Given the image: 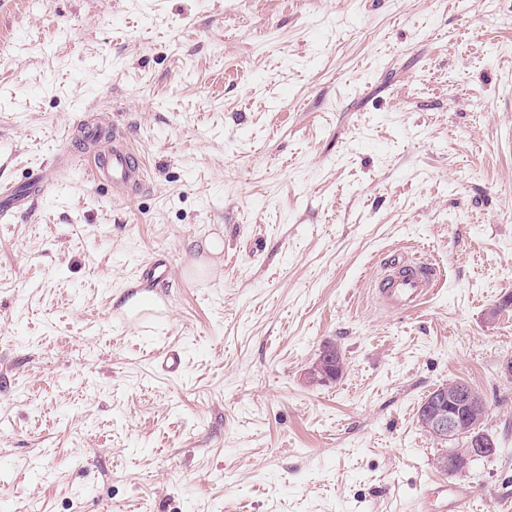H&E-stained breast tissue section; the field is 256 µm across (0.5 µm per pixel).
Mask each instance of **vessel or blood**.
<instances>
[{
	"mask_svg": "<svg viewBox=\"0 0 512 512\" xmlns=\"http://www.w3.org/2000/svg\"><path fill=\"white\" fill-rule=\"evenodd\" d=\"M91 177L94 183L109 186L113 196L121 197L142 190L145 169L141 158L120 140L93 157ZM53 184L51 168H43L24 182L0 188V213L22 215L31 210L37 197ZM437 282L436 268L423 261L394 262L381 279L379 301L393 312H411L433 294ZM430 497L448 499L451 512H467L470 496L453 484L441 481L429 491Z\"/></svg>",
	"mask_w": 512,
	"mask_h": 512,
	"instance_id": "obj_1",
	"label": "vessel or blood"
}]
</instances>
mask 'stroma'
<instances>
[{"instance_id": "35a3bbf8", "label": "stroma", "mask_w": 512, "mask_h": 512, "mask_svg": "<svg viewBox=\"0 0 512 512\" xmlns=\"http://www.w3.org/2000/svg\"><path fill=\"white\" fill-rule=\"evenodd\" d=\"M82 121L140 193L92 182ZM55 164L0 218V512H417L454 380L501 452L453 481L512 512V0H11L0 184ZM398 254L445 271L409 313L372 293ZM91 177L94 183L112 188V195L125 196L143 189L145 169L141 158L128 145L113 137L112 148L94 153ZM51 167L33 173L24 184H11L0 189L1 216L22 215L31 210L35 199L46 193L53 185ZM346 369V361L342 352L334 343L323 346L319 356L305 371L304 377L311 385H328L336 381Z\"/></svg>"}]
</instances>
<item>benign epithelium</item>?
Returning <instances> with one entry per match:
<instances>
[{
	"instance_id": "1",
	"label": "benign epithelium",
	"mask_w": 512,
	"mask_h": 512,
	"mask_svg": "<svg viewBox=\"0 0 512 512\" xmlns=\"http://www.w3.org/2000/svg\"><path fill=\"white\" fill-rule=\"evenodd\" d=\"M345 369L340 348L327 343L304 377L311 385H328ZM488 417L483 395L464 381H453L437 386L427 395L416 421L427 437L446 446L437 458V466L455 475L466 471L471 461L491 459L499 453L497 440L486 429Z\"/></svg>"
}]
</instances>
